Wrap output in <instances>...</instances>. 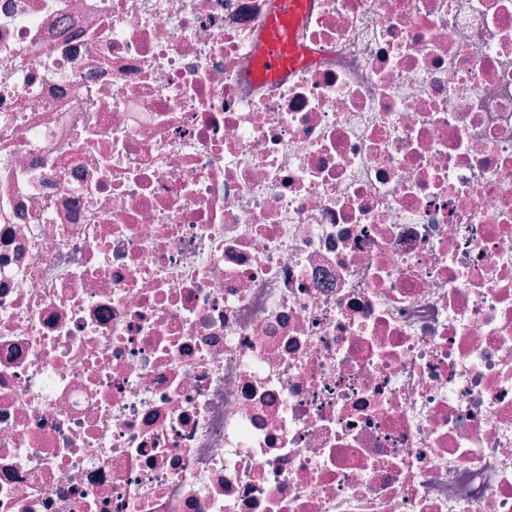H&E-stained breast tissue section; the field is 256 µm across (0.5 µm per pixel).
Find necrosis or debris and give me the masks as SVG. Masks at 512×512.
Listing matches in <instances>:
<instances>
[{
    "label": "necrosis or debris",
    "instance_id": "obj_1",
    "mask_svg": "<svg viewBox=\"0 0 512 512\" xmlns=\"http://www.w3.org/2000/svg\"><path fill=\"white\" fill-rule=\"evenodd\" d=\"M0 0V512H512V0ZM275 11L266 21L265 33L258 45L264 70L270 78L278 77L285 69L301 63L302 49L296 44L288 28V17H299L304 10V0H277Z\"/></svg>",
    "mask_w": 512,
    "mask_h": 512
}]
</instances>
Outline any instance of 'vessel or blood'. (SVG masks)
Instances as JSON below:
<instances>
[{"instance_id": "vessel-or-blood-1", "label": "vessel or blood", "mask_w": 512, "mask_h": 512, "mask_svg": "<svg viewBox=\"0 0 512 512\" xmlns=\"http://www.w3.org/2000/svg\"><path fill=\"white\" fill-rule=\"evenodd\" d=\"M276 4L258 45L265 73L272 78L283 74L286 68L300 64L303 58V51L296 44L287 20L302 14L304 0H276Z\"/></svg>"}]
</instances>
